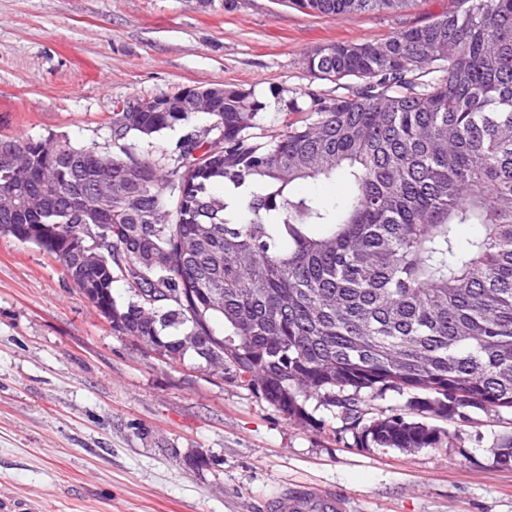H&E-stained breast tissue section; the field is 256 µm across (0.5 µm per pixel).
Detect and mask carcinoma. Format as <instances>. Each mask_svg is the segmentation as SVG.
<instances>
[{"mask_svg": "<svg viewBox=\"0 0 512 512\" xmlns=\"http://www.w3.org/2000/svg\"><path fill=\"white\" fill-rule=\"evenodd\" d=\"M289 2L340 15L412 0ZM463 4L314 49L308 71L346 93L289 100L306 118L265 142L262 103L231 88L169 169L126 141L189 122L182 89L112 113L116 154L1 136L17 157L0 166V234L57 260L113 331L229 371L318 430L315 395L360 448H438L427 416L512 412V0ZM339 173L338 209L298 190ZM464 224L479 232L461 239ZM116 279L136 300L117 302ZM365 390L408 394L407 414L364 422Z\"/></svg>", "mask_w": 512, "mask_h": 512, "instance_id": "carcinoma-1", "label": "carcinoma"}]
</instances>
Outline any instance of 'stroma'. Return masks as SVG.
<instances>
[{
  "mask_svg": "<svg viewBox=\"0 0 512 512\" xmlns=\"http://www.w3.org/2000/svg\"><path fill=\"white\" fill-rule=\"evenodd\" d=\"M310 15L289 0H0V136L112 148L123 104L221 84L262 103L339 93L305 57L380 40L455 9ZM289 420L194 357L169 363L110 325L40 247L0 235V512H268L288 485L346 495L352 512H512L494 463L512 414L448 424L442 450L358 448L334 408Z\"/></svg>",
  "mask_w": 512,
  "mask_h": 512,
  "instance_id": "35a3bbf8",
  "label": "stroma"
}]
</instances>
